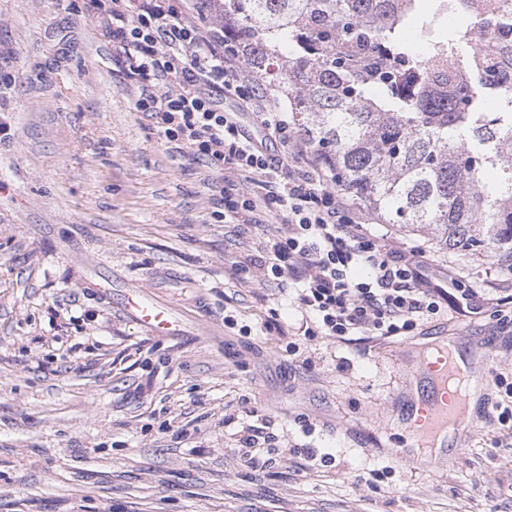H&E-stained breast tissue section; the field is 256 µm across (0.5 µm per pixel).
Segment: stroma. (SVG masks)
<instances>
[{"mask_svg": "<svg viewBox=\"0 0 512 512\" xmlns=\"http://www.w3.org/2000/svg\"><path fill=\"white\" fill-rule=\"evenodd\" d=\"M113 52L88 0H0V512H512V326L298 335L262 264L275 225L218 218L221 174L135 110ZM131 288L182 335L137 324ZM437 336L487 382L445 458L394 421ZM495 385L498 389H501L500 396L502 397V400L495 404L496 410L502 409L498 419L502 422H506L507 419L509 421L512 417V382H508L506 376L500 373L495 378Z\"/></svg>", "mask_w": 512, "mask_h": 512, "instance_id": "1", "label": "stroma"}]
</instances>
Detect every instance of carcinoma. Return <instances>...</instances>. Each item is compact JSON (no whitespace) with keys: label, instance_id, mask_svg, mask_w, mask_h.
Segmentation results:
<instances>
[{"label":"carcinoma","instance_id":"1","mask_svg":"<svg viewBox=\"0 0 512 512\" xmlns=\"http://www.w3.org/2000/svg\"><path fill=\"white\" fill-rule=\"evenodd\" d=\"M224 41L288 104L336 190L433 248L512 274V22L496 0H203ZM462 20L454 30L443 15ZM413 24L427 53L402 37ZM498 56L480 49L484 38ZM459 78L444 95L428 60ZM496 104L488 109V102Z\"/></svg>","mask_w":512,"mask_h":512}]
</instances>
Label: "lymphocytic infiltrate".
Listing matches in <instances>:
<instances>
[{
    "mask_svg": "<svg viewBox=\"0 0 512 512\" xmlns=\"http://www.w3.org/2000/svg\"><path fill=\"white\" fill-rule=\"evenodd\" d=\"M112 43L149 111L170 140L224 173L228 224L282 223L265 247L267 275L286 287L314 324L305 335L338 342L352 336H401L442 312L480 314L476 294L456 267L433 275L416 249L397 250L372 231L375 219L330 189L321 165L290 131L279 100L258 87L223 33L198 22L201 0H111ZM248 112L244 131L226 99ZM291 144L298 165L272 156Z\"/></svg>",
    "mask_w": 512,
    "mask_h": 512,
    "instance_id": "lymphocytic-infiltrate-1",
    "label": "lymphocytic infiltrate"
}]
</instances>
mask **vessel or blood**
Instances as JSON below:
<instances>
[{
	"instance_id": "b4317fda",
	"label": "vessel or blood",
	"mask_w": 512,
	"mask_h": 512,
	"mask_svg": "<svg viewBox=\"0 0 512 512\" xmlns=\"http://www.w3.org/2000/svg\"><path fill=\"white\" fill-rule=\"evenodd\" d=\"M130 316L143 328L169 336L176 335L178 323L170 308L141 292H130L125 301ZM421 373L427 381L426 390L408 399L404 412L418 441L437 445L457 442L461 427L469 418L468 403L453 383L459 381V368L448 365L447 358L426 363Z\"/></svg>"
}]
</instances>
